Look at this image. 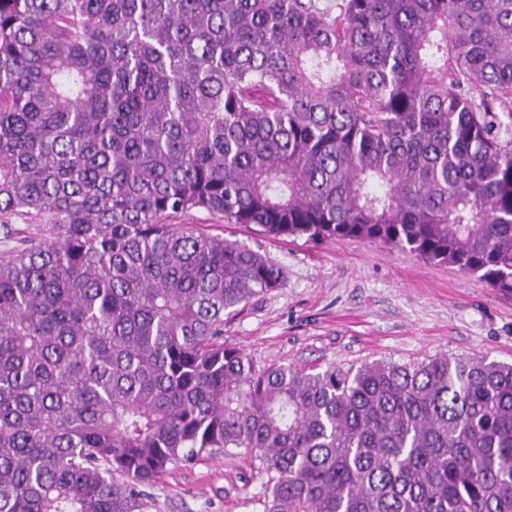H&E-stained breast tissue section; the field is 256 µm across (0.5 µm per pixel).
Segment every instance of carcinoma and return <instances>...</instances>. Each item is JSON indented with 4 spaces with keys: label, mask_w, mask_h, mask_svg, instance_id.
<instances>
[{
    "label": "carcinoma",
    "mask_w": 512,
    "mask_h": 512,
    "mask_svg": "<svg viewBox=\"0 0 512 512\" xmlns=\"http://www.w3.org/2000/svg\"><path fill=\"white\" fill-rule=\"evenodd\" d=\"M512 0H0V512H148L245 448L263 512H512V364L224 344L282 283L204 210L512 294Z\"/></svg>",
    "instance_id": "obj_1"
}]
</instances>
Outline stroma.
<instances>
[{
    "label": "stroma",
    "instance_id": "35a3bbf8",
    "mask_svg": "<svg viewBox=\"0 0 512 512\" xmlns=\"http://www.w3.org/2000/svg\"><path fill=\"white\" fill-rule=\"evenodd\" d=\"M237 240L283 274L281 286L224 317V340L256 367L307 372L448 353L512 363V296L456 267L357 238H275L203 210L177 216ZM267 476L245 449L170 466L149 488L148 512H262Z\"/></svg>",
    "mask_w": 512,
    "mask_h": 512
}]
</instances>
